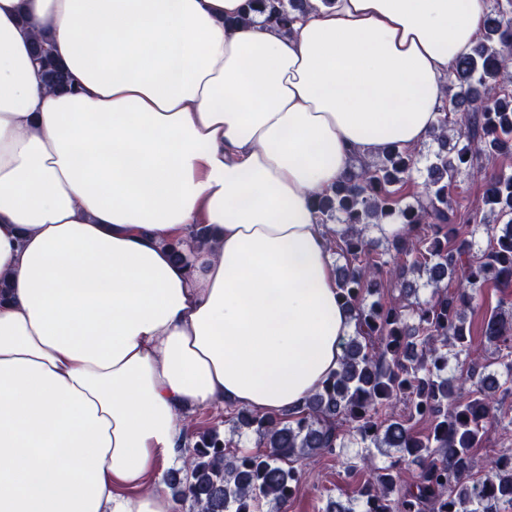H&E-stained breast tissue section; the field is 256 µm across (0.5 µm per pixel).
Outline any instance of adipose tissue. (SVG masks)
Returning a JSON list of instances; mask_svg holds the SVG:
<instances>
[{
    "label": "adipose tissue",
    "mask_w": 512,
    "mask_h": 512,
    "mask_svg": "<svg viewBox=\"0 0 512 512\" xmlns=\"http://www.w3.org/2000/svg\"><path fill=\"white\" fill-rule=\"evenodd\" d=\"M243 2L0 0V512H180L151 478L188 412L303 407L355 332L313 200L430 140L487 14L310 0L288 34ZM33 59L49 87L75 86L74 79L70 73L56 62L42 40L34 44Z\"/></svg>",
    "instance_id": "obj_1"
}]
</instances>
